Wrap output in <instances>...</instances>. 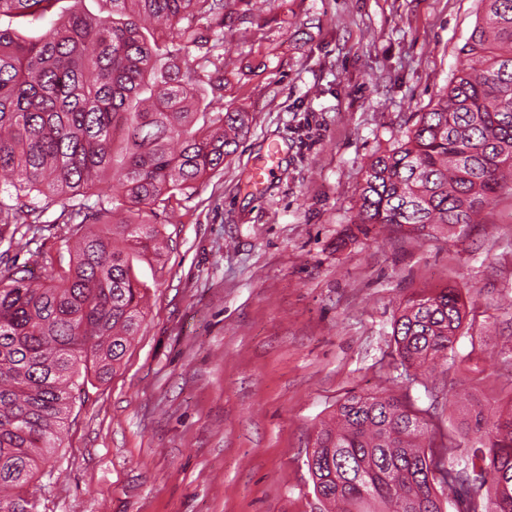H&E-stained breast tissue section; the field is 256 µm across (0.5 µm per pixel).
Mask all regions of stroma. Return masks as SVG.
Masks as SVG:
<instances>
[{
    "label": "stroma",
    "instance_id": "35a3bbf8",
    "mask_svg": "<svg viewBox=\"0 0 512 512\" xmlns=\"http://www.w3.org/2000/svg\"><path fill=\"white\" fill-rule=\"evenodd\" d=\"M216 49L226 108L253 122L194 193L157 210L162 261L134 264L144 321L122 365L75 390L36 512H320L306 465L349 395L394 386L392 319L451 286L467 333L445 379L512 411V189L463 233L354 221L362 173L464 65L479 0H235ZM261 193L244 183L270 144ZM53 206L29 249L0 226V275L69 255Z\"/></svg>",
    "mask_w": 512,
    "mask_h": 512
}]
</instances>
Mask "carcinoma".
Segmentation results:
<instances>
[{
	"label": "carcinoma",
	"mask_w": 512,
	"mask_h": 512,
	"mask_svg": "<svg viewBox=\"0 0 512 512\" xmlns=\"http://www.w3.org/2000/svg\"><path fill=\"white\" fill-rule=\"evenodd\" d=\"M56 0H0L4 15L46 17ZM27 36L0 27V215L9 243L58 204L68 269L0 277V512H33L32 481L61 442L77 379L120 366L143 320L136 257L161 254L154 208L224 166L248 112L224 110L211 59L230 0H99ZM462 47L471 61L366 166L356 224L453 231L474 224L512 181V0H480ZM201 52L199 67L179 55ZM213 69H208V66ZM20 238H15V234ZM466 319L454 288L422 290L392 322L405 380L446 367ZM414 409L394 393L351 394L307 452L325 512H512V411L491 420L471 397L464 447L429 424L453 391Z\"/></svg>",
	"instance_id": "obj_1"
}]
</instances>
